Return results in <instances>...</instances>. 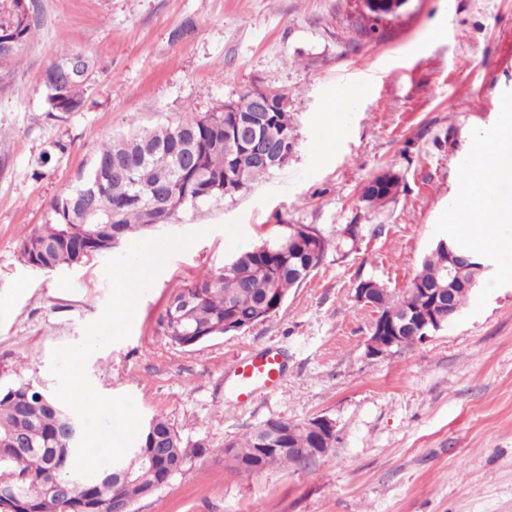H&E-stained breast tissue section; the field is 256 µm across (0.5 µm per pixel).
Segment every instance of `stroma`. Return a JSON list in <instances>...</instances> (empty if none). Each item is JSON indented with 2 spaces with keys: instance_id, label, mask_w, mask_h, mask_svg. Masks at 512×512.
Segmentation results:
<instances>
[{
  "instance_id": "1",
  "label": "stroma",
  "mask_w": 512,
  "mask_h": 512,
  "mask_svg": "<svg viewBox=\"0 0 512 512\" xmlns=\"http://www.w3.org/2000/svg\"><path fill=\"white\" fill-rule=\"evenodd\" d=\"M37 20L0 79V375L55 389L54 348L82 340L110 294L104 258L45 272L20 244L52 221L101 145L130 128L213 112L250 88L287 95L296 149L287 167L232 199L185 211L198 233L140 298L131 333L96 351L87 374L209 448L132 512H512V250L489 254L486 286L428 340L366 353L372 312L359 280L401 288L436 241L475 142L512 122V0H412L364 29L356 0H31ZM71 48L95 66L82 108L48 111L42 76ZM353 89L332 150L326 102ZM393 169L404 189L380 212L363 185ZM305 224L327 240L357 224L351 251L328 249L280 311L201 345L172 344L158 321L186 284L221 271L235 247ZM279 347L287 376L237 405L236 358ZM326 417L336 442L308 466L244 474L226 441L269 418Z\"/></svg>"
}]
</instances>
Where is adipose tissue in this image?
<instances>
[{
  "label": "adipose tissue",
  "mask_w": 512,
  "mask_h": 512,
  "mask_svg": "<svg viewBox=\"0 0 512 512\" xmlns=\"http://www.w3.org/2000/svg\"><path fill=\"white\" fill-rule=\"evenodd\" d=\"M467 177L446 220L457 225L469 246L512 245V127L486 134L472 149Z\"/></svg>",
  "instance_id": "obj_1"
}]
</instances>
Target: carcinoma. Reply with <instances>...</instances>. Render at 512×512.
Returning a JSON list of instances; mask_svg holds the SVG:
<instances>
[{
	"instance_id": "obj_1",
	"label": "carcinoma",
	"mask_w": 512,
	"mask_h": 512,
	"mask_svg": "<svg viewBox=\"0 0 512 512\" xmlns=\"http://www.w3.org/2000/svg\"><path fill=\"white\" fill-rule=\"evenodd\" d=\"M33 30L28 0H0L1 69L16 60ZM43 86L48 111L76 112L83 106L85 85H72L64 96L53 85L45 82ZM238 101L242 111L236 114L214 111L202 117L188 113L151 129L129 130L103 144L73 190L51 204L53 221L35 228L21 242L25 261L38 263L45 271L73 266L80 248L86 263L106 243L122 242L157 224H175L183 211L232 198L238 189L247 190L273 173V167L253 165L239 176V188L217 189L231 166L236 119L245 118L251 108L248 92H242ZM261 133L271 134L286 151H294V129L274 123ZM401 187L396 175L384 194L362 195L360 202L375 211L395 200ZM83 193L105 223H83L77 205ZM308 229L305 224H292L276 241L238 251L230 255L222 272L181 288L160 317L165 335L176 345L192 347L226 334L228 325L244 329L278 313L289 290L302 284L299 274L307 253L314 247L323 255L328 248L323 236L314 240ZM358 234L356 225H346L336 236V251L353 248ZM446 259L439 243L425 256L421 268L405 284L409 305H427L429 298L423 289L435 288L442 281ZM361 283L373 289L382 303L381 317L397 314L398 295L372 278ZM187 293L196 300L179 313L174 303ZM69 424L76 431L74 442L65 434ZM288 428L293 443L311 452H271L263 458L262 468L304 467L319 457L306 424L290 422ZM263 429L261 422L250 434L232 442V449L224 451V461L238 472L251 473L249 452L257 447ZM152 434L158 438L161 458L145 465L139 453L149 447ZM79 438L78 418L54 394L22 380L0 381V502L15 512H111L114 499L133 503L143 498L151 485L164 478L169 465L179 461L185 467L209 448L205 439L186 440L168 420L155 415L120 461L84 477L73 472ZM51 479L65 482V499L43 496L42 488Z\"/></svg>"
}]
</instances>
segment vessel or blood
Listing matches in <instances>:
<instances>
[{
    "instance_id": "b4317fda",
    "label": "vessel or blood",
    "mask_w": 512,
    "mask_h": 512,
    "mask_svg": "<svg viewBox=\"0 0 512 512\" xmlns=\"http://www.w3.org/2000/svg\"><path fill=\"white\" fill-rule=\"evenodd\" d=\"M237 400L248 404L260 391L277 389L285 376L284 357L275 347H265L237 359L233 365Z\"/></svg>"
}]
</instances>
